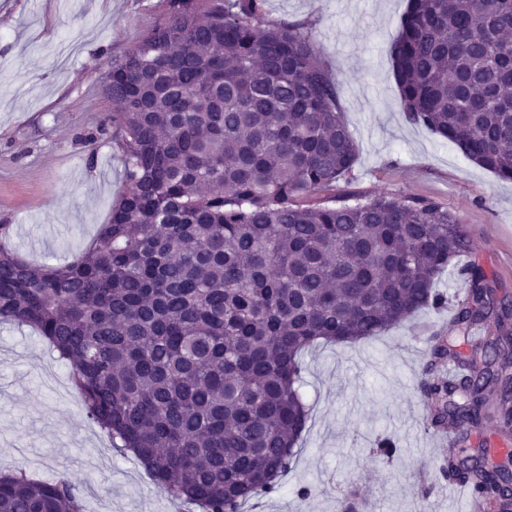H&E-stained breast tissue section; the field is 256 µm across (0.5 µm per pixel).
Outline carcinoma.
I'll use <instances>...</instances> for the list:
<instances>
[{
    "mask_svg": "<svg viewBox=\"0 0 512 512\" xmlns=\"http://www.w3.org/2000/svg\"><path fill=\"white\" fill-rule=\"evenodd\" d=\"M263 0H158V19L100 77L124 190L92 245L32 265L0 246V323L38 332L72 366L83 409L167 495L241 512L291 468L309 419L302 354L354 344L448 304L435 288L471 250L459 216L426 197L321 202L358 148L300 27ZM407 118L512 181V0H409L391 45ZM489 103L472 108V93ZM433 358L512 317L472 262ZM490 336L448 379L418 387L431 425L482 424L485 392L512 426V376ZM452 444L443 475L485 508L509 471ZM0 512H83L79 482L0 474Z\"/></svg>",
    "mask_w": 512,
    "mask_h": 512,
    "instance_id": "obj_1",
    "label": "carcinoma"
}]
</instances>
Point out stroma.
<instances>
[{
	"label": "stroma",
	"instance_id": "35a3bbf8",
	"mask_svg": "<svg viewBox=\"0 0 512 512\" xmlns=\"http://www.w3.org/2000/svg\"><path fill=\"white\" fill-rule=\"evenodd\" d=\"M157 0H0V244L28 262L59 264L108 223L123 186L119 151L102 131L112 105L98 80L157 18ZM407 0H264L270 19L299 25L338 86L359 147L336 196H424L458 213L470 260L512 298V182L465 159L410 122L390 46ZM451 307L418 313L356 345L304 356L308 431L279 492L257 512H467L438 467L444 451L423 428L416 385L425 336ZM398 445L390 458L377 442ZM34 479L68 473L84 512H171L132 454L89 421L70 366L30 327L0 324V471ZM313 487L304 497L300 488Z\"/></svg>",
	"mask_w": 512,
	"mask_h": 512
}]
</instances>
